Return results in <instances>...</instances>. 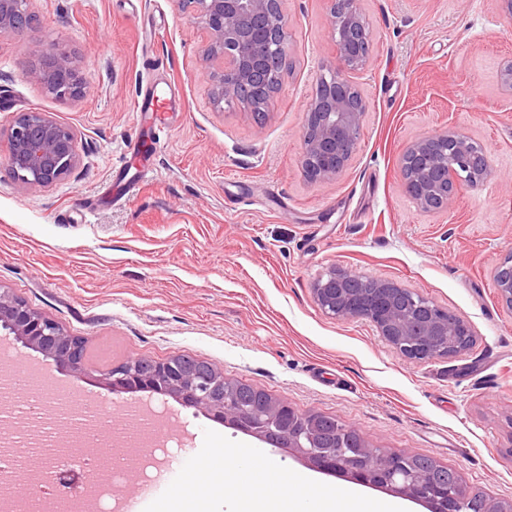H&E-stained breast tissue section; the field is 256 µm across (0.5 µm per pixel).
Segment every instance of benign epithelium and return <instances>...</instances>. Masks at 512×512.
<instances>
[{
  "instance_id": "1",
  "label": "benign epithelium",
  "mask_w": 512,
  "mask_h": 512,
  "mask_svg": "<svg viewBox=\"0 0 512 512\" xmlns=\"http://www.w3.org/2000/svg\"><path fill=\"white\" fill-rule=\"evenodd\" d=\"M33 0H0V34L14 30L18 13L27 12ZM330 29L336 42L338 64L316 80L315 94L301 129V169L312 182L334 180L357 153L366 115L360 90L348 71L363 67L371 52V36L358 7L359 0H329ZM194 23L208 32L202 53L211 68L210 97L215 107L267 111L280 88L272 77L250 100L237 97L238 84L266 68L270 61L289 52L288 17L282 0H186ZM256 16H265L273 38L251 27ZM43 65L31 70L30 78L58 98L74 97L81 77L73 61L62 53L42 54ZM500 90L512 96V60L504 62L497 75ZM476 141L453 128L414 141L405 150L401 176L406 191L424 210L446 207L464 188L477 189L490 180L495 168L490 154L481 160L470 154ZM81 146L75 130L46 112H19L5 130L0 129V156L20 188H49L69 177L79 166ZM441 168L443 180L431 175ZM352 272L330 270L313 284L314 300L323 313L335 320L369 321L396 351L410 360L426 361L457 355L471 347L474 334L467 322L432 300L411 291L406 309L374 295L369 304L357 303L343 288ZM0 335L11 336L23 347L43 356L47 364L76 376L85 374L86 341L65 332L55 321L31 309L0 289ZM101 384L111 393H163L210 419L234 428L246 422L252 435L280 428L271 442L287 448L310 467L321 472H340L369 486L386 488L435 510L436 502L448 500V512H464L470 495L462 485L449 493L438 492L427 478L412 470L409 453L379 448H323L316 421L288 423V403L276 401L267 410H254L237 403L235 390L224 385V375L211 365L189 368L178 355L151 368L139 357L112 365L101 375ZM0 497L19 499L30 493L29 485L11 480L0 482Z\"/></svg>"
}]
</instances>
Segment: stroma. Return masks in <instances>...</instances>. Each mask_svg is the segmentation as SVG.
Segmentation results:
<instances>
[{
    "label": "stroma",
    "instance_id": "obj_1",
    "mask_svg": "<svg viewBox=\"0 0 512 512\" xmlns=\"http://www.w3.org/2000/svg\"><path fill=\"white\" fill-rule=\"evenodd\" d=\"M282 8L289 67L259 123L214 108L204 33L182 0H34L32 25L0 35V128L49 113L81 136V163L52 187L23 190L0 161V289L86 338L89 370L69 386L101 396L106 423L123 424L137 396L104 392L102 370L185 354L334 416L372 447L454 469L487 501H512V313L493 279L512 249V96L497 85L512 22L498 0H360L372 47L350 75L367 109L359 149L339 178L311 183L300 131L336 44L328 0ZM45 49L75 62L78 96L29 78ZM145 79L178 91L152 150L135 110ZM451 127L486 148L497 174L428 212L404 189L401 156ZM334 268L422 294L462 317L474 344L414 361L368 321L329 318L312 285ZM154 408L167 416L169 468L156 484L134 483V498H158L208 429L352 485L171 397L155 396Z\"/></svg>",
    "mask_w": 512,
    "mask_h": 512
}]
</instances>
